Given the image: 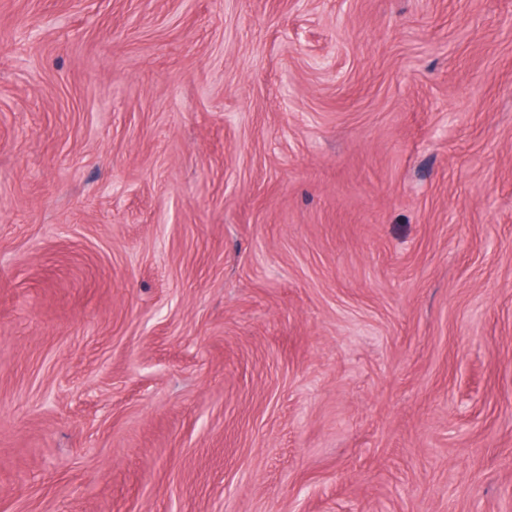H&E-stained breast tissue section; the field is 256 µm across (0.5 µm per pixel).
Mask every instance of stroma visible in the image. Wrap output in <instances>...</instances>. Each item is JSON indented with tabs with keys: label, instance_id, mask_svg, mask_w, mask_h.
Wrapping results in <instances>:
<instances>
[{
	"label": "stroma",
	"instance_id": "1",
	"mask_svg": "<svg viewBox=\"0 0 512 512\" xmlns=\"http://www.w3.org/2000/svg\"><path fill=\"white\" fill-rule=\"evenodd\" d=\"M0 512H512V0H0Z\"/></svg>",
	"mask_w": 512,
	"mask_h": 512
}]
</instances>
